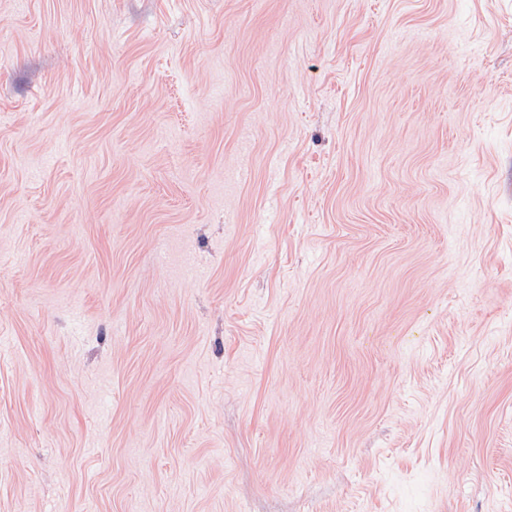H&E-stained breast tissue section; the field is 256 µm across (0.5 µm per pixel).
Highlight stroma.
<instances>
[{
  "instance_id": "stroma-1",
  "label": "stroma",
  "mask_w": 512,
  "mask_h": 512,
  "mask_svg": "<svg viewBox=\"0 0 512 512\" xmlns=\"http://www.w3.org/2000/svg\"><path fill=\"white\" fill-rule=\"evenodd\" d=\"M0 512H512V0H0Z\"/></svg>"
}]
</instances>
